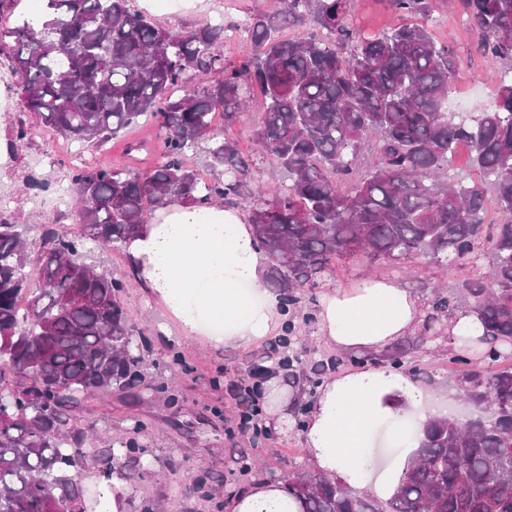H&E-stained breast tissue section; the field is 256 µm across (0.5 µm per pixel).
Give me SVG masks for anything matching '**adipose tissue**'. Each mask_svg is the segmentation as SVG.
<instances>
[{"instance_id": "ef3b65f1", "label": "adipose tissue", "mask_w": 512, "mask_h": 512, "mask_svg": "<svg viewBox=\"0 0 512 512\" xmlns=\"http://www.w3.org/2000/svg\"><path fill=\"white\" fill-rule=\"evenodd\" d=\"M127 252L137 278L160 296L186 334L206 328L222 332L224 343L242 346L267 336L279 323L280 297L259 287L263 256L240 211L218 202L170 203L152 216ZM422 316L419 299L397 283L368 279L349 291L326 292L318 326L336 349L378 352L417 328ZM408 414L423 421L444 416L426 409L422 389L385 366L329 380L307 425L314 468L341 474L377 498H390L415 448L404 446L380 469L367 440L387 422L401 433L400 421ZM229 507L230 512H302L299 501L266 481L250 486Z\"/></svg>"}]
</instances>
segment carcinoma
<instances>
[{
    "label": "carcinoma",
    "instance_id": "obj_1",
    "mask_svg": "<svg viewBox=\"0 0 512 512\" xmlns=\"http://www.w3.org/2000/svg\"><path fill=\"white\" fill-rule=\"evenodd\" d=\"M420 25L366 35L351 0H277L246 19L253 52L224 61L222 22L165 28L129 0H42L39 15L0 28L18 77L23 111L75 144L102 146L145 118L160 130L161 161L140 173L90 167L70 174L77 232L45 224L35 251L23 229L0 216V512H86L73 471L96 424L77 423L82 401L128 393L141 379L145 338L127 317V281L82 261L94 249L123 248L171 200L248 205L254 238L268 260V284L293 309L341 258L448 264L491 254L489 284L467 281L485 327L484 365L455 357V373L481 415L432 419L396 494L380 502L338 478L298 472L285 492L303 512H512V0H461L489 62H511L497 104L461 120L448 114L455 74L448 45L425 21L433 0H384ZM300 25L301 40L281 37ZM193 72L205 82L186 89ZM259 96L257 138L288 173L269 194L253 160L219 134ZM466 143L478 180L448 175ZM207 145L211 179L186 163ZM371 157L360 161L364 145ZM493 193L501 221L487 224ZM454 297L436 290L420 349L449 318ZM11 382H6L7 378ZM102 476L132 484L153 462L135 441L112 440Z\"/></svg>",
    "mask_w": 512,
    "mask_h": 512
}]
</instances>
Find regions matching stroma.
<instances>
[{"label":"stroma","instance_id":"stroma-1","mask_svg":"<svg viewBox=\"0 0 512 512\" xmlns=\"http://www.w3.org/2000/svg\"><path fill=\"white\" fill-rule=\"evenodd\" d=\"M270 0H187L179 11L162 7L150 13L165 27L180 28L191 23L224 18L225 22L246 20L257 8ZM430 29L437 41L452 46L451 62L457 75L451 94L474 91L478 111L489 109L504 68L503 63L486 61L476 49V36L465 16L455 5H442ZM13 76L7 65H0V183L10 186L14 204L9 212L22 224L29 245L40 241L41 226L46 220L71 225L75 219L71 209L57 216L34 208L37 200L50 198L69 181L68 141L52 138L38 119L23 112L7 90ZM263 110L252 102L246 117L233 126H225L223 116H216L218 133L234 138L241 151L256 163L255 177L265 187L286 183L285 173L258 144L255 132L260 127ZM31 129L28 142L18 148L16 157L5 155L4 148L18 122ZM157 131L148 122L133 126L96 153L101 166L126 167L142 172L159 160L157 153H127L128 142L155 141ZM86 264L111 271L129 281L121 295L131 320L147 340L141 352L142 379L133 396L94 397L85 402L80 416L96 420L97 431L88 435L90 455L81 470L80 482L87 507H94L102 485L98 459L107 440L117 434L132 435L154 460L158 475L146 478L135 487L125 489L121 512H142L144 502L152 501L157 512H229V502L240 491L258 481L282 482L288 475L310 469V454L304 439V424L317 396L285 370L274 375L293 393L290 409L292 423L282 429H268L254 436L239 428L236 402L246 387L253 383V367L262 357L261 343L247 347L219 345L207 336L184 334L180 322L160 297L144 283L138 282L122 249H97L87 254ZM487 263L452 266L419 258L410 265L387 262L369 263L363 258L336 261L322 275L317 288L305 293L298 309L299 316L310 317L300 341L305 349L303 363L311 360L343 356L344 373L371 368L368 354L337 353L318 332L315 316L322 295L329 289H348L359 285L365 277L374 276L398 282L402 288L431 303L434 289L457 296L458 309L471 308L474 300L460 285L477 275H485ZM451 334L442 331L430 348L404 358L400 371L439 402L449 415L465 421L478 411L466 399L458 378L452 377L448 359L453 356ZM140 420L143 428L131 433L132 420ZM205 478L202 488H195L198 478Z\"/></svg>","mask_w":512,"mask_h":512}]
</instances>
